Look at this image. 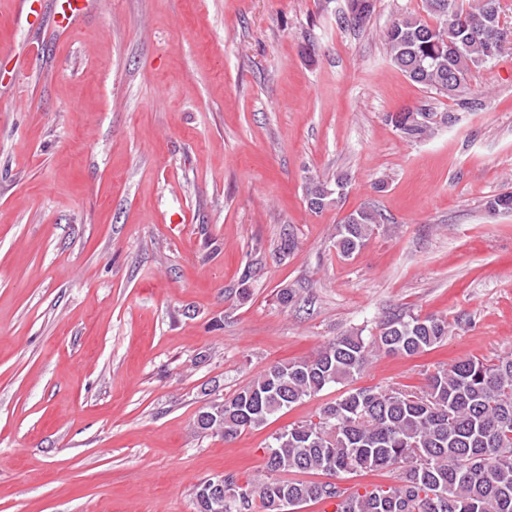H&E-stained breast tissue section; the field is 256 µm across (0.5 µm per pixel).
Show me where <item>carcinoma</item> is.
<instances>
[{
    "mask_svg": "<svg viewBox=\"0 0 512 512\" xmlns=\"http://www.w3.org/2000/svg\"><path fill=\"white\" fill-rule=\"evenodd\" d=\"M372 0H348L344 22L362 25ZM427 17L405 12L386 29L391 62L413 83L474 112L484 102L471 90L472 71L499 57L504 33L500 0H423ZM451 112L433 104L387 116L409 141H422L448 123ZM347 177L309 183L307 203L321 212L339 203ZM492 215L512 211V191L486 202ZM391 223L375 206L348 213L335 226L333 246L350 258ZM448 319L394 313L366 340L349 333L314 357L276 363L230 396L200 410L202 433L233 439L264 426L274 414L352 381L374 350L412 356L442 343ZM264 478L239 485L229 477L224 495L195 493L196 512H295L309 502L336 501V512H512V352L470 358L427 374L420 386L354 388L326 402L306 420L272 436ZM389 470L393 485L348 491L340 474ZM283 473L318 474L327 481L282 479Z\"/></svg>",
    "mask_w": 512,
    "mask_h": 512,
    "instance_id": "carcinoma-1",
    "label": "carcinoma"
}]
</instances>
